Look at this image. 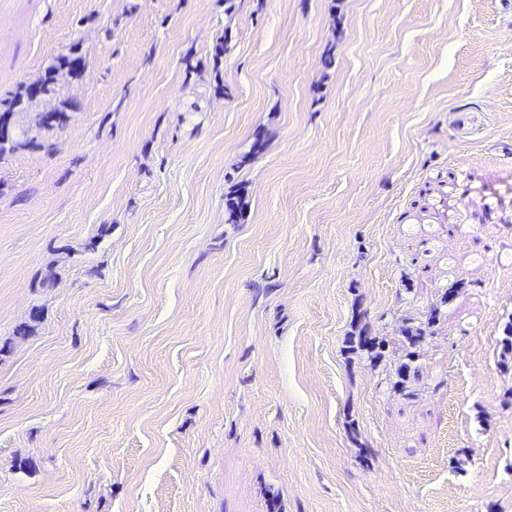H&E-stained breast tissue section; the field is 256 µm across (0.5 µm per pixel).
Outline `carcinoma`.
I'll list each match as a JSON object with an SVG mask.
<instances>
[{"mask_svg": "<svg viewBox=\"0 0 512 512\" xmlns=\"http://www.w3.org/2000/svg\"><path fill=\"white\" fill-rule=\"evenodd\" d=\"M66 55L56 57L44 73L35 81L19 87L14 93L0 98V162L15 151L25 147L37 148L46 153L54 149V134L64 129L71 119L65 105H60L49 112L38 114L35 127L23 128L15 122V114L24 110L39 98L51 97L55 92L57 75L63 71L74 72L79 66L65 65ZM227 221L235 223L247 206L245 197L229 198L225 202ZM440 314L439 308L431 310L429 317L423 321L413 318L404 319L400 333L406 346V361L396 370L397 380L394 387L401 392L407 390L412 364L421 355V350L434 334L432 327ZM348 349L367 354L368 358L379 362L385 358V343L379 336L360 334L350 339ZM499 366L512 367V322L505 324L500 338Z\"/></svg>", "mask_w": 512, "mask_h": 512, "instance_id": "1", "label": "carcinoma"}]
</instances>
